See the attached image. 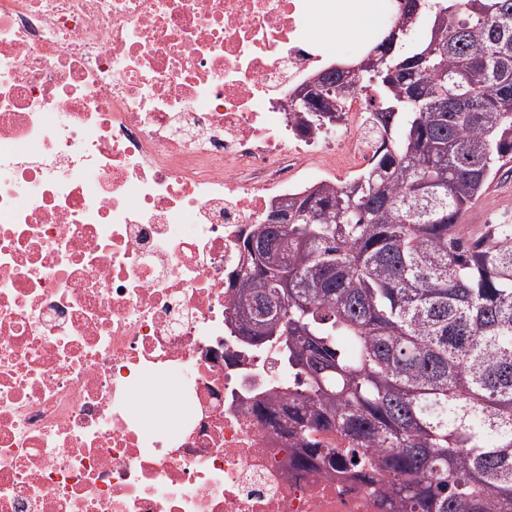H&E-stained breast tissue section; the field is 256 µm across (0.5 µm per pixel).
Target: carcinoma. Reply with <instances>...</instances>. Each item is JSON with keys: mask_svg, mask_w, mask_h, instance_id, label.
Listing matches in <instances>:
<instances>
[{"mask_svg": "<svg viewBox=\"0 0 512 512\" xmlns=\"http://www.w3.org/2000/svg\"><path fill=\"white\" fill-rule=\"evenodd\" d=\"M413 25L420 39L354 77L382 144L372 163L288 196L296 220L253 224L240 245L258 260L251 311L272 313L241 319L248 346L277 343L293 379L252 412L288 414L304 466L384 468L403 512H503L512 224L475 239L456 227L512 162V0H421Z\"/></svg>", "mask_w": 512, "mask_h": 512, "instance_id": "obj_1", "label": "carcinoma"}]
</instances>
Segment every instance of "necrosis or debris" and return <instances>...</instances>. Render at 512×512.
I'll return each instance as SVG.
<instances>
[{"instance_id": "4bbe7bcc", "label": "necrosis or debris", "mask_w": 512, "mask_h": 512, "mask_svg": "<svg viewBox=\"0 0 512 512\" xmlns=\"http://www.w3.org/2000/svg\"><path fill=\"white\" fill-rule=\"evenodd\" d=\"M319 5L0 0V512H398L252 415L289 378L224 321L250 225L379 146L288 111Z\"/></svg>"}]
</instances>
